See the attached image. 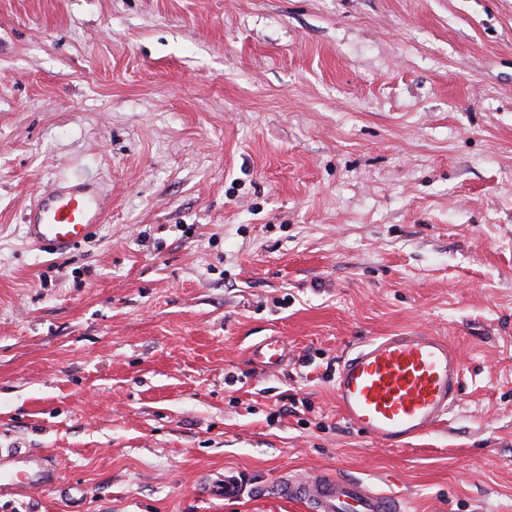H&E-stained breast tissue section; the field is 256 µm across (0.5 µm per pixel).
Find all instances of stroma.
I'll list each match as a JSON object with an SVG mask.
<instances>
[{
  "label": "stroma",
  "mask_w": 512,
  "mask_h": 512,
  "mask_svg": "<svg viewBox=\"0 0 512 512\" xmlns=\"http://www.w3.org/2000/svg\"><path fill=\"white\" fill-rule=\"evenodd\" d=\"M65 175L112 207L60 257L22 216ZM414 329L462 396L387 447L334 378ZM11 450L59 486L0 512H303L275 485L316 471L402 512H512V0H0ZM251 356L253 362L262 369L279 367L286 357L284 341L270 336L252 351Z\"/></svg>",
  "instance_id": "stroma-1"
}]
</instances>
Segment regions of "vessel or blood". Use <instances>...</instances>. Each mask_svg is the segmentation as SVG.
<instances>
[{
    "label": "vessel or blood",
    "mask_w": 512,
    "mask_h": 512,
    "mask_svg": "<svg viewBox=\"0 0 512 512\" xmlns=\"http://www.w3.org/2000/svg\"><path fill=\"white\" fill-rule=\"evenodd\" d=\"M105 216L97 187L63 179L36 194L26 209L25 237L42 251L65 255L92 236ZM262 369L279 367L286 357L283 340L266 338L251 353ZM463 382L455 350L426 331L369 338L347 352L336 377V403L344 418L369 438L400 447L432 432L451 411ZM42 469L18 478L0 462V485L48 486ZM277 493L307 512H401L393 496L365 481L324 472L279 476Z\"/></svg>",
    "instance_id": "b4317fda"
}]
</instances>
